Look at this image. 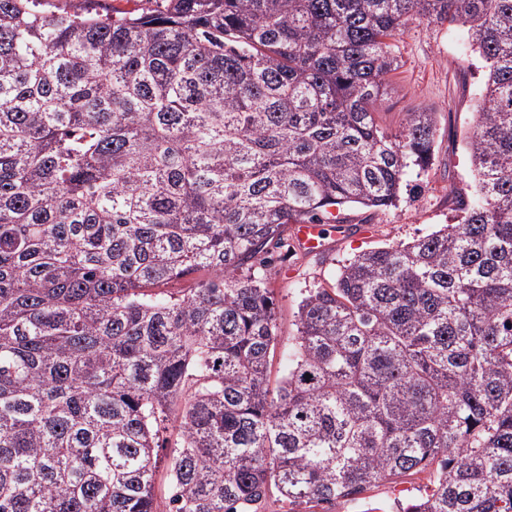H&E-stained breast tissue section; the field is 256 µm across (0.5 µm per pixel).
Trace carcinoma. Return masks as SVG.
<instances>
[{
    "instance_id": "1",
    "label": "carcinoma",
    "mask_w": 512,
    "mask_h": 512,
    "mask_svg": "<svg viewBox=\"0 0 512 512\" xmlns=\"http://www.w3.org/2000/svg\"><path fill=\"white\" fill-rule=\"evenodd\" d=\"M38 5L0 0V512H266L433 464L407 512H512V0ZM415 20L484 62L473 192L305 290L272 383L269 246L431 160L436 113L376 122ZM43 1L46 9L57 10L65 9L69 12L98 11L105 13L112 12H131L142 13L147 10H159L164 3L161 0H47ZM49 3V4H47Z\"/></svg>"
}]
</instances>
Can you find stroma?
<instances>
[{
    "label": "stroma",
    "mask_w": 512,
    "mask_h": 512,
    "mask_svg": "<svg viewBox=\"0 0 512 512\" xmlns=\"http://www.w3.org/2000/svg\"><path fill=\"white\" fill-rule=\"evenodd\" d=\"M161 6L162 0H48L49 9L69 12L113 9L142 13ZM471 43V34L462 26L424 20L409 24L399 37L396 52L401 66L390 76L393 90L383 101L377 122L394 133L402 128L408 113L423 109L436 112L438 130L431 163L426 169L408 172L394 206L370 218L359 209L347 211L350 223L368 224V234L350 233L340 240L335 228H328L326 251L298 260L281 259L280 249H272L267 285L275 301L281 343L291 342L296 334L295 314L305 289L328 280L354 255L407 243L454 223L450 196L455 190L468 191L471 183L465 140L484 86L483 63ZM432 481L433 471L428 468L372 488L360 500L340 499L322 505L285 501L273 494L267 501V512H398L400 487L413 485L426 494Z\"/></svg>",
    "instance_id": "1"
}]
</instances>
